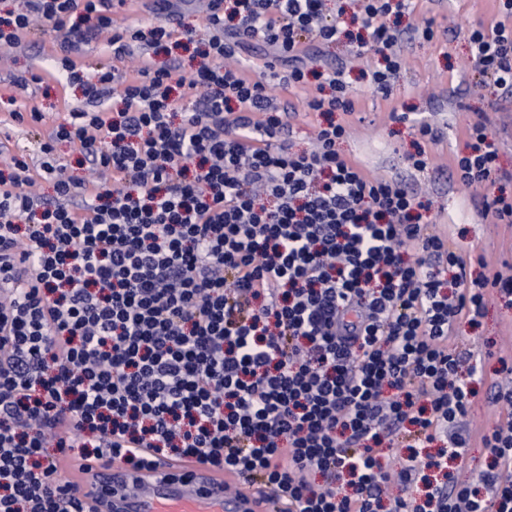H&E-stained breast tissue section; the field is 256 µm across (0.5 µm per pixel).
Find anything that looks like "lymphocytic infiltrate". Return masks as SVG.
<instances>
[{
	"label": "lymphocytic infiltrate",
	"instance_id": "f902f5d3",
	"mask_svg": "<svg viewBox=\"0 0 512 512\" xmlns=\"http://www.w3.org/2000/svg\"><path fill=\"white\" fill-rule=\"evenodd\" d=\"M358 55L379 56L387 91L408 0H353ZM155 23L121 26L113 0H25L0 18V47L40 19L63 52L109 33L112 58L160 48L174 0ZM326 0H207L202 61L190 76L142 57L114 89V68L82 85L93 112L72 111L31 168L0 176V512H83L59 460L112 458L140 470L196 456L244 473L292 512H512V421L484 431L491 470L436 483L460 457L450 431L475 396L459 377L462 317L512 276L469 277L470 263L427 231L405 185L367 177L338 150L354 110L340 67L315 46L343 35ZM272 50L262 77L227 66L251 42ZM473 68L512 89V25L468 31ZM288 62L278 71L277 62ZM316 83L327 114L313 149L292 151L272 92ZM202 93L183 111L174 88ZM120 101L109 108V99ZM77 145L94 176L67 175L57 143ZM486 118L455 156L467 185L504 179ZM53 186L54 198L33 193ZM413 442L392 464L399 431ZM436 454H429L431 443ZM422 500H384L389 480Z\"/></svg>",
	"mask_w": 512,
	"mask_h": 512
}]
</instances>
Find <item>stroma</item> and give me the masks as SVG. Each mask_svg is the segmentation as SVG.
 Masks as SVG:
<instances>
[{
	"mask_svg": "<svg viewBox=\"0 0 512 512\" xmlns=\"http://www.w3.org/2000/svg\"><path fill=\"white\" fill-rule=\"evenodd\" d=\"M411 16L403 18L406 28L402 47V68L388 93L374 90L364 73L371 57H356V47L347 38L324 48L326 64H346L347 79L356 99V110L346 115L349 135L339 150L358 161L364 172L406 184L424 205L423 222L429 230L447 233L451 248L471 259L468 271L500 270L512 265V223L501 224L487 214L484 202L493 195L490 186H467L457 177L453 157L464 150L468 126L478 116H486L489 128L499 143V166L512 173V91L492 84H479L478 74L469 61L464 30L491 25L499 19L497 0H413ZM430 23L432 39L414 33V26ZM75 71L61 69L54 37L33 31L19 47L0 48V95L15 97L18 103L37 106L45 118L39 125L27 122L0 123V150L5 154H25L32 165H39L41 145L52 126L59 123L67 108H85L81 85L96 69L113 64L118 71L136 66V59L113 63L102 43L85 46L76 56ZM58 71L55 81L29 84L26 89L13 86L14 76L31 71ZM279 106L288 107L293 150L307 149L314 126L322 121L319 113L309 111L304 91H277ZM407 114L404 122L393 120V113ZM428 123L441 134L438 141H421L417 128ZM425 150L428 161L424 169L413 168L409 158ZM460 349L471 352L476 371L470 382L476 391L466 417L471 435L468 448L449 465L454 478L464 479L486 470L491 461L489 449L479 441L480 435L496 423L512 416L507 403L492 404L490 395L496 387L511 381L497 371L496 357L487 353L496 346L502 354H512V304L497 295H489L482 317L477 322L461 320L456 326Z\"/></svg>",
	"mask_w": 512,
	"mask_h": 512,
	"instance_id": "obj_1",
	"label": "stroma"
}]
</instances>
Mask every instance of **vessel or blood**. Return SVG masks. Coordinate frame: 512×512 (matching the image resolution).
Masks as SVG:
<instances>
[{"label": "vessel or blood", "mask_w": 512, "mask_h": 512, "mask_svg": "<svg viewBox=\"0 0 512 512\" xmlns=\"http://www.w3.org/2000/svg\"><path fill=\"white\" fill-rule=\"evenodd\" d=\"M59 470L86 492L88 512H277L239 475L193 458L159 461L138 473L118 460L82 468L64 460Z\"/></svg>", "instance_id": "vessel-or-blood-1"}]
</instances>
